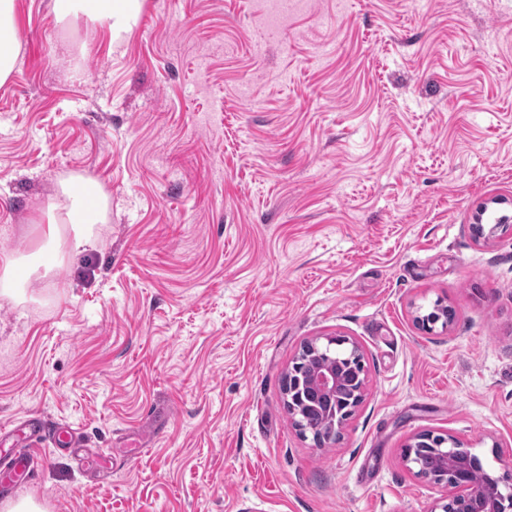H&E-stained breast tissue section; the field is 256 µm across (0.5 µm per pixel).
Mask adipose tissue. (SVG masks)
<instances>
[{
	"mask_svg": "<svg viewBox=\"0 0 512 512\" xmlns=\"http://www.w3.org/2000/svg\"><path fill=\"white\" fill-rule=\"evenodd\" d=\"M142 6L143 0H54L59 19L83 16L105 23L113 40L135 24ZM19 52L16 0H0V85L15 72ZM46 214L48 238H56L58 225H70L72 249L81 252L95 246L98 226L106 221V203L92 180L74 175L61 183Z\"/></svg>",
	"mask_w": 512,
	"mask_h": 512,
	"instance_id": "1",
	"label": "adipose tissue"
}]
</instances>
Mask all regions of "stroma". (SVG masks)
<instances>
[{"mask_svg":"<svg viewBox=\"0 0 512 512\" xmlns=\"http://www.w3.org/2000/svg\"><path fill=\"white\" fill-rule=\"evenodd\" d=\"M17 0L0 86V254L60 179L96 249L0 298V427L44 512H436L404 450L512 464V0H144L118 40ZM505 231L475 239L481 211ZM457 317L425 331L436 301ZM358 343L362 405L317 446L284 408L304 343ZM114 468L96 469V455ZM46 214L49 242H55L57 224H70L72 249L81 252L97 243L99 230L96 224L106 223V203L92 180L74 175L61 183L57 196L47 206ZM29 435L45 442L47 435L50 436V443L53 453L79 456L83 448H80L78 433L67 425H58L54 429H47L42 419L31 420L28 424ZM435 445V437L431 434H425L415 443L413 455L420 461L422 468L426 472H432L437 468L438 457L433 449Z\"/></svg>","mask_w":512,"mask_h":512,"instance_id":"stroma-1","label":"stroma"}]
</instances>
